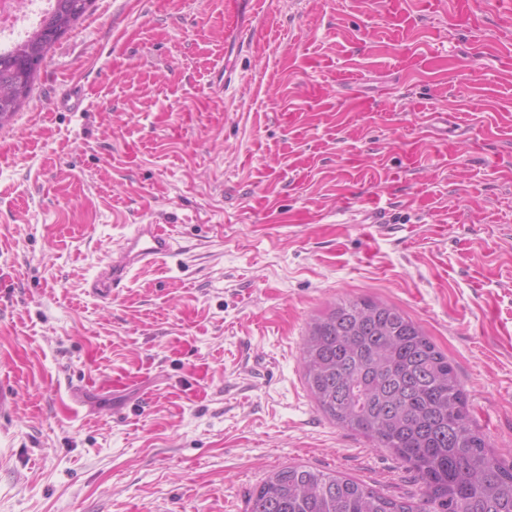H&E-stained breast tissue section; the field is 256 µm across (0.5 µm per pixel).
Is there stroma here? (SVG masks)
Instances as JSON below:
<instances>
[{
  "mask_svg": "<svg viewBox=\"0 0 512 512\" xmlns=\"http://www.w3.org/2000/svg\"><path fill=\"white\" fill-rule=\"evenodd\" d=\"M133 224L178 252L90 295ZM355 298L512 463V0H94L0 128V512H249L288 464L415 495L305 385Z\"/></svg>",
  "mask_w": 512,
  "mask_h": 512,
  "instance_id": "stroma-1",
  "label": "stroma"
}]
</instances>
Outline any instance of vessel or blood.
<instances>
[{"instance_id": "vessel-or-blood-1", "label": "vessel or blood", "mask_w": 512, "mask_h": 512, "mask_svg": "<svg viewBox=\"0 0 512 512\" xmlns=\"http://www.w3.org/2000/svg\"><path fill=\"white\" fill-rule=\"evenodd\" d=\"M175 250L174 238L159 225H132L130 232L89 282V291L95 297L109 298L115 289L124 287L131 274L155 267Z\"/></svg>"}]
</instances>
